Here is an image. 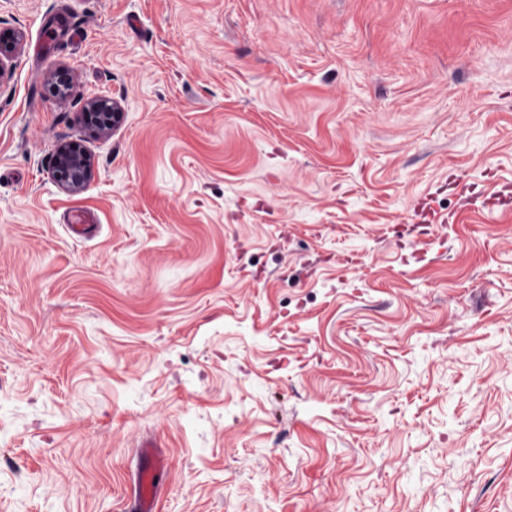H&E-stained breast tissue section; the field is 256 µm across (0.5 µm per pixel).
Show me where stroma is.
I'll list each match as a JSON object with an SVG mask.
<instances>
[{
	"instance_id": "35a3bbf8",
	"label": "stroma",
	"mask_w": 512,
	"mask_h": 512,
	"mask_svg": "<svg viewBox=\"0 0 512 512\" xmlns=\"http://www.w3.org/2000/svg\"><path fill=\"white\" fill-rule=\"evenodd\" d=\"M2 40L0 512H135L147 439L158 512H512V0H0ZM91 108H97L102 112H88L91 124L96 128V134H102L110 130L114 122L121 117L120 104L109 98H96L89 102ZM115 111V112H113ZM54 176L71 193L82 189L89 170V159L75 148L60 147L56 152Z\"/></svg>"
}]
</instances>
